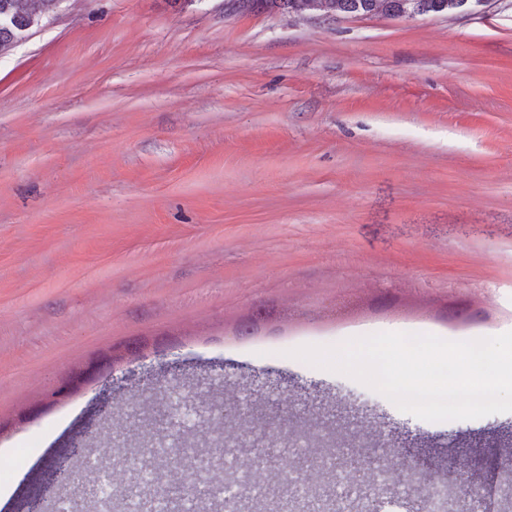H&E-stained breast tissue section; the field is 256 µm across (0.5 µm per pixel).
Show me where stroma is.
I'll list each match as a JSON object with an SVG mask.
<instances>
[{"label": "stroma", "mask_w": 512, "mask_h": 512, "mask_svg": "<svg viewBox=\"0 0 512 512\" xmlns=\"http://www.w3.org/2000/svg\"><path fill=\"white\" fill-rule=\"evenodd\" d=\"M258 331L239 335L256 312ZM512 331V0L413 20L334 23L235 0H66L0 55V512L39 493L114 363L112 422L88 441L135 466L145 444L203 465L215 437L156 425L176 366L224 422L218 370L279 383L243 436L363 448L483 486L512 412L429 422L290 357L380 332L450 341ZM468 470H461L460 460ZM106 363L112 365V358L109 356H103L90 360L86 366L74 373L67 382L59 386L53 392V397H65L84 382L93 379Z\"/></svg>", "instance_id": "obj_1"}]
</instances>
